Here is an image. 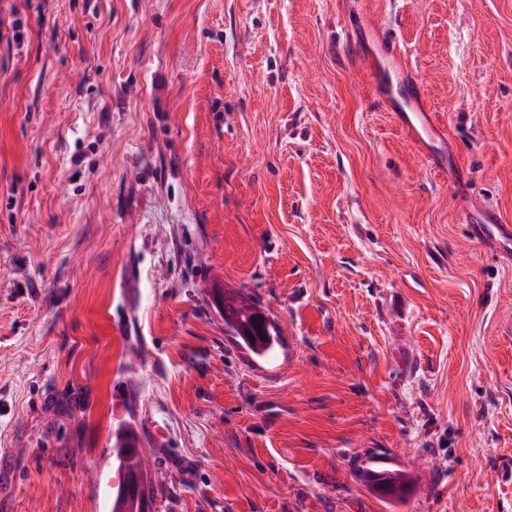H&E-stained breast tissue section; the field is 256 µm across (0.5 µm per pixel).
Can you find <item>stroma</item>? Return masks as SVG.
I'll use <instances>...</instances> for the list:
<instances>
[{
	"mask_svg": "<svg viewBox=\"0 0 512 512\" xmlns=\"http://www.w3.org/2000/svg\"><path fill=\"white\" fill-rule=\"evenodd\" d=\"M0 16V512H111L127 430L155 512H512V261L467 224L512 221V0ZM396 46L462 193L376 80ZM225 293V300L232 306H234L235 317L237 320L227 316V321L231 325L230 332L234 336H242L247 339H251V337L262 336V332L270 322V318L267 314L260 309L261 316L257 318L252 325L243 324L240 322H251L254 318V306H258L255 302L250 300V303H243L242 296H227V292ZM259 307V306H258ZM226 319L224 318V325L227 324ZM240 321V322H239Z\"/></svg>",
	"mask_w": 512,
	"mask_h": 512,
	"instance_id": "35a3bbf8",
	"label": "stroma"
}]
</instances>
